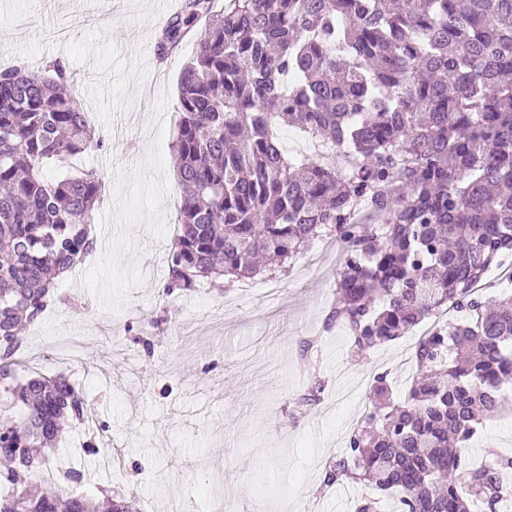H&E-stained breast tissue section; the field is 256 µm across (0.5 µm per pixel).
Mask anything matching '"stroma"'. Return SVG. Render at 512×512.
I'll list each match as a JSON object with an SVG mask.
<instances>
[{
  "instance_id": "stroma-1",
  "label": "stroma",
  "mask_w": 512,
  "mask_h": 512,
  "mask_svg": "<svg viewBox=\"0 0 512 512\" xmlns=\"http://www.w3.org/2000/svg\"><path fill=\"white\" fill-rule=\"evenodd\" d=\"M164 20L158 0H0V65L33 69L60 62L71 73L88 122L102 148L73 159L96 170L104 192L94 211L100 250L64 278L70 304L49 310L26 331V356L43 374L52 353L74 350L68 371L85 391L90 411L108 424L104 446L122 469L105 473L85 454L77 429L59 454L85 468L82 492L101 502L111 489L138 512L174 506L193 488L191 512H206L224 492L240 512L260 501L265 512L299 502L310 512H354L370 486L322 482L367 403L373 377L387 373L402 397L415 364L416 333L357 356L347 333L324 329L339 266L326 241L310 250L315 264L294 260L277 274L273 302L249 298L267 274L228 283L200 282L196 292L163 295L167 257L181 192L170 144L175 133L180 74L193 43L152 65ZM321 336L320 401L304 412L292 399L309 378L298 343ZM144 336L151 351L136 344ZM512 449V407L486 422L476 460Z\"/></svg>"
}]
</instances>
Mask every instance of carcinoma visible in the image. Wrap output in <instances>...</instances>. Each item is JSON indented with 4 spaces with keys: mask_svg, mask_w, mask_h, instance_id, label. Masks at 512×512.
Segmentation results:
<instances>
[{
    "mask_svg": "<svg viewBox=\"0 0 512 512\" xmlns=\"http://www.w3.org/2000/svg\"><path fill=\"white\" fill-rule=\"evenodd\" d=\"M171 150L182 189L163 294L204 279L285 267L327 235L348 245L325 327L358 354L440 310L464 318L419 339L407 398L381 400L325 471L366 481L395 512H500L512 454L474 466L469 449L512 384V293L473 288L512 250V0H185L159 55L188 38ZM333 146L287 151L284 125ZM91 138L71 75L0 70V512H90L85 496H35L42 470L86 398L59 371L22 379L18 331L64 302L59 283L93 249L95 171L52 178ZM354 160L348 170L336 154ZM312 375L301 407L320 399Z\"/></svg>",
    "mask_w": 512,
    "mask_h": 512,
    "instance_id": "obj_1",
    "label": "carcinoma"
}]
</instances>
